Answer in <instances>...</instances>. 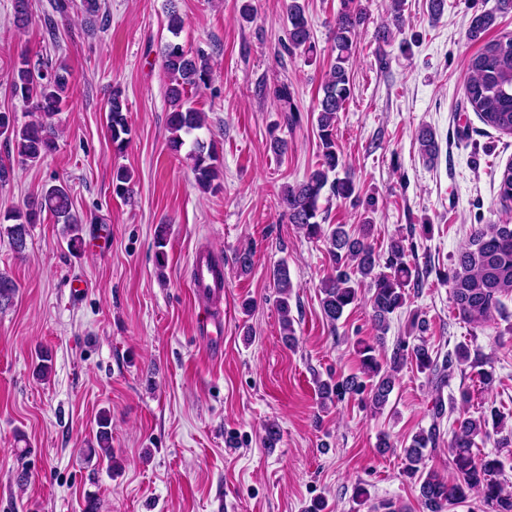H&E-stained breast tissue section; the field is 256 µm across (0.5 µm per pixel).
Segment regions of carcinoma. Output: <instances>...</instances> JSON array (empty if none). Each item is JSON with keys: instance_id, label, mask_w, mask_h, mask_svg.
Returning <instances> with one entry per match:
<instances>
[{"instance_id": "1", "label": "carcinoma", "mask_w": 512, "mask_h": 512, "mask_svg": "<svg viewBox=\"0 0 512 512\" xmlns=\"http://www.w3.org/2000/svg\"><path fill=\"white\" fill-rule=\"evenodd\" d=\"M511 11L512 0H497L496 10L475 13L468 27L470 39H481L494 25L497 13ZM286 19L288 44L284 49L290 54L297 51L309 56L316 54L305 2L288 0ZM364 21L365 16L356 9L354 0H341L333 25V51L336 56L322 86L323 95L315 107L320 160L303 181L282 188L278 194V206L288 217V223L299 226L307 237L327 242L332 273L321 282L320 303L328 322L336 323L345 309L357 302V285L362 283L369 288L372 322L379 337L372 344H362L358 350L362 375L322 380L317 388L324 404L332 403L345 394L360 395L365 406L377 413L388 403L396 374L407 362H414L420 372L428 373L436 387L441 388L448 384L454 366L467 362L469 354L466 347L459 346L454 354L441 360L425 339L421 338L417 343L403 340L395 345L389 361L381 364L376 352L383 344V335L389 328L392 315L406 305V288L419 279V271L407 260L406 250L399 241H392L386 258H381L368 242L369 224L364 225L361 236L354 237L343 224L326 228L318 221L319 200L323 192L339 200L357 198L356 183L346 170L336 143V120L352 94L349 66L356 51V31ZM161 61L170 76L167 98L173 106L168 117L172 132L169 149L179 153L186 145L185 137H192L187 156L192 161L195 182L204 191H216L220 188L217 153L213 145L194 135L206 125L205 114L188 105V91L207 85L210 70L206 62L188 56L183 47L173 41L164 44ZM466 69L469 74L465 88L467 104L486 125L512 135V37L486 42L478 53L467 59ZM8 81L34 120L19 127L15 113L0 111V137L13 145L21 163L37 162L55 148L53 117L59 112L68 90V68L61 63L53 66L38 54L23 52L9 72ZM273 96L280 103L281 110L287 113L288 125H294L297 108L288 84L275 86ZM126 111L121 90L113 88L109 97L107 128L113 150L117 153L123 152L131 132ZM131 183L129 170L121 166L113 169V195L130 198ZM499 198L503 207H512V163L501 172ZM72 208L69 187L59 184L46 188L40 200L26 209L8 214L12 224L6 226L5 231L14 250H25L29 227L37 223L44 212L63 224L68 244L77 247L81 243L83 220L72 212ZM167 238L168 227L162 224L155 235V258L159 264L166 260ZM273 280L278 289L277 306L282 316V341L291 347L296 336L288 318L293 283L287 263L281 262L274 268ZM447 280L458 314L472 324L487 322L493 311L498 309L501 297L512 295V223L480 225L457 255L448 270ZM490 419L495 421L496 433H506L501 441L512 440V431H505V425L495 410L488 416L459 414L448 441L451 473L446 477L424 467L427 452L437 446L441 436L438 423L420 430L403 448L406 473L418 480L419 499L425 512H447L453 505L467 503L476 505L477 512H512V491L498 479L500 461L488 453L479 455L476 452V438L490 437L487 429ZM95 441L96 446L86 449L87 456L113 462L112 416L106 410L97 417Z\"/></svg>"}]
</instances>
